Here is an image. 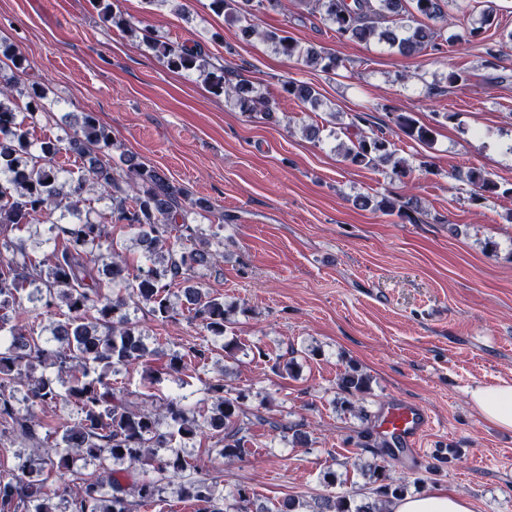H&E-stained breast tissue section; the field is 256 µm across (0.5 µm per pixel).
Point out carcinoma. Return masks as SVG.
<instances>
[{
	"label": "carcinoma",
	"instance_id": "obj_1",
	"mask_svg": "<svg viewBox=\"0 0 512 512\" xmlns=\"http://www.w3.org/2000/svg\"><path fill=\"white\" fill-rule=\"evenodd\" d=\"M314 10L332 25L340 37L367 43L376 38L402 55L424 49L437 50L445 40L447 0H313ZM102 18L124 30H133L130 20L112 9V0H99ZM216 13L225 11L240 23L242 38L259 36L289 59H303L324 71H334L338 58L323 50L301 49L294 39L277 31L259 29L260 14L285 11L284 0H210ZM422 16L440 25L409 24ZM143 43L166 67L176 72H197L219 92L234 96L241 111L273 118L269 101L228 64L216 65L199 45L170 44L143 35ZM15 77H0V234L19 229L35 221L50 223L48 243L43 258L36 260L23 241L0 240V437L16 439L47 449L27 457L35 471L49 469L59 482L58 490L66 496L68 512H134L160 500L168 474L197 471L201 462L189 461L175 453L161 455L176 439L192 440L207 428L220 436L219 455L225 459L241 457L253 424L244 408L246 395L232 394L224 377L206 384V394L213 401L209 414L198 417L181 398L175 396L154 405L147 394L140 395V405L130 401L133 393L112 384V373L120 366L143 362L150 356L144 333L128 317L129 302L147 309L159 322L173 317L170 288L189 280L192 272L206 266L217 255L213 248L224 245L218 234L206 233L189 216L187 191L174 184L161 169L142 163L133 155L116 158L107 154L112 145L110 131L92 113H84L77 128L66 138L32 140L26 120L45 109L47 91L39 83L28 86L29 112L16 110ZM283 90L304 103L317 101V91L306 83L287 80ZM396 127L408 139L422 145L434 140V129L419 123L412 115L396 116ZM349 144L344 157L358 167L391 165L397 178L406 176L409 165L396 156L395 144L381 129L370 127L367 114L358 112L346 127ZM89 157L85 173L65 176L55 158L63 149ZM465 180L474 186L472 201L479 204L492 195H512V188L500 184L480 169H471ZM111 202L107 221L82 217L84 194L88 186ZM356 205L371 208L401 219L411 218L417 202L411 198L360 196ZM62 208L74 221L51 220L54 210ZM124 224L137 234L149 265L125 290H114L126 281V259L114 248L107 223ZM190 242L176 248L169 243L172 231ZM111 262L101 270L97 265L102 251ZM36 290V300L45 312L61 316L51 333L60 341L54 348L42 340L32 325L11 323L24 313L27 288ZM189 320L216 337L224 336L229 324L224 300L203 295L197 288H187ZM212 348L194 344L181 352L168 354V369L180 375L185 359L205 363ZM54 368L58 380L36 374V367ZM370 379L350 367L337 380V388L347 398L341 400L350 411L351 398L369 390ZM65 400L77 408L78 419L65 427L59 438L50 440L55 431L37 419L35 408ZM387 450L374 448L371 458L360 464L362 473L374 485L375 498L358 503L346 494L336 493L317 501L314 512H389L388 506L405 494L402 480L390 475L386 465ZM112 459L114 464H128L96 478L80 477L74 461ZM27 466L0 470V512H56L57 506L44 481L30 478ZM178 493L200 505L199 512H266L251 509L253 496L245 486L220 497L216 483L206 477L190 479L179 486Z\"/></svg>",
	"mask_w": 512,
	"mask_h": 512
}]
</instances>
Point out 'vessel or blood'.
I'll return each mask as SVG.
<instances>
[{
    "instance_id": "1",
    "label": "vessel or blood",
    "mask_w": 512,
    "mask_h": 512,
    "mask_svg": "<svg viewBox=\"0 0 512 512\" xmlns=\"http://www.w3.org/2000/svg\"><path fill=\"white\" fill-rule=\"evenodd\" d=\"M381 436L416 458L425 450L422 440L433 427L432 416L423 405L393 401L378 416Z\"/></svg>"
}]
</instances>
